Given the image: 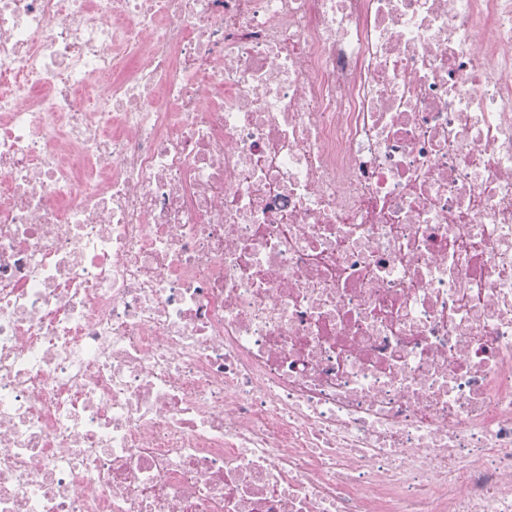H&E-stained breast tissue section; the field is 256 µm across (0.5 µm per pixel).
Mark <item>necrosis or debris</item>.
<instances>
[{
	"instance_id": "4bbe7bcc",
	"label": "necrosis or debris",
	"mask_w": 512,
	"mask_h": 512,
	"mask_svg": "<svg viewBox=\"0 0 512 512\" xmlns=\"http://www.w3.org/2000/svg\"><path fill=\"white\" fill-rule=\"evenodd\" d=\"M0 512H512V0H0Z\"/></svg>"
}]
</instances>
